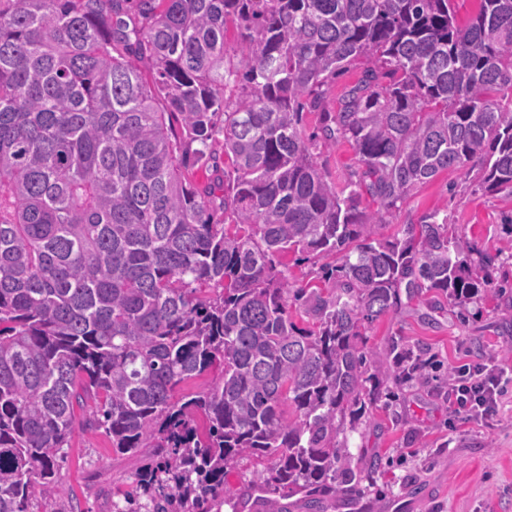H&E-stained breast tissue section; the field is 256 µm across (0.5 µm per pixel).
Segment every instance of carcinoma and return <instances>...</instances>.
<instances>
[{
    "label": "carcinoma",
    "instance_id": "carcinoma-1",
    "mask_svg": "<svg viewBox=\"0 0 512 512\" xmlns=\"http://www.w3.org/2000/svg\"><path fill=\"white\" fill-rule=\"evenodd\" d=\"M139 2L141 22L128 0H0V512L60 492L79 411L112 450L154 449L112 512H213L244 456L272 512H326L375 485L347 434L427 377L404 340L382 369L365 325L403 292L462 314L512 261L436 212L378 235L444 171L512 198V0L463 22L456 0ZM343 141L336 186L316 150ZM218 143L219 200L187 171ZM286 253L333 258L332 288L292 287ZM361 65H354L350 67L347 72H344L330 85L325 99V107L331 112L339 108L340 99L344 92L354 85L362 73Z\"/></svg>",
    "mask_w": 512,
    "mask_h": 512
}]
</instances>
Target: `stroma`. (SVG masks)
Listing matches in <instances>:
<instances>
[{"instance_id":"obj_1","label":"stroma","mask_w":512,"mask_h":512,"mask_svg":"<svg viewBox=\"0 0 512 512\" xmlns=\"http://www.w3.org/2000/svg\"><path fill=\"white\" fill-rule=\"evenodd\" d=\"M459 181V173L445 171L420 187L382 235L436 212L467 238L502 246L512 199L465 192ZM500 306L493 293H485L463 325L445 299L427 292L403 299L397 311L368 327L367 346L376 358L401 338L426 348L436 363L425 381L402 386L390 406L373 409L363 434L350 439L360 466L379 467L372 512H512V361L505 358L512 325L502 323ZM489 361L503 368L497 417L449 423L440 395L449 369ZM146 460L143 454L113 453L104 433L76 426L60 468L63 492L52 499V512H112Z\"/></svg>"}]
</instances>
